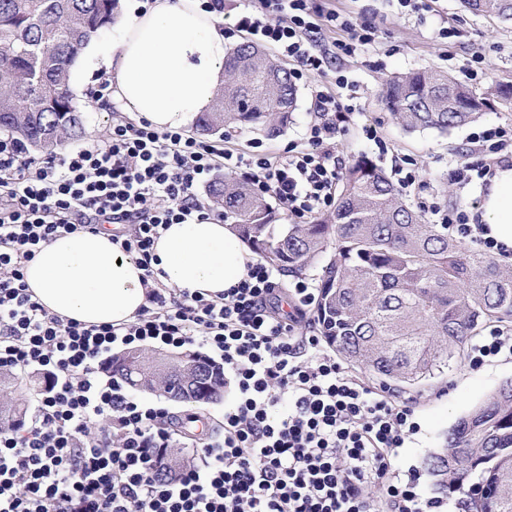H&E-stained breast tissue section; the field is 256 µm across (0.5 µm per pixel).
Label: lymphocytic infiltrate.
I'll return each mask as SVG.
<instances>
[{"instance_id": "f902f5d3", "label": "lymphocytic infiltrate", "mask_w": 512, "mask_h": 512, "mask_svg": "<svg viewBox=\"0 0 512 512\" xmlns=\"http://www.w3.org/2000/svg\"><path fill=\"white\" fill-rule=\"evenodd\" d=\"M326 30L335 37L324 46ZM241 31L293 58L294 82L331 75L336 89L315 92L318 120L302 142L240 153L117 115L105 139L58 158L0 137V370L46 380L31 418L0 429V512H445L419 468L397 460L421 430L414 406L349 371L302 327L319 293L314 280L283 283L259 259L209 299L170 287L154 269L167 225L223 220L200 196L216 171L241 177L291 220L334 206L343 175L336 137L355 110L347 63L373 42V23L315 0H243L224 35ZM474 140L483 158L455 174L485 184L494 174L487 158L512 147V127ZM106 224L144 271L145 306L118 326L50 313L24 281L26 264L54 239ZM148 345L202 348L235 385L221 432L195 440L173 478L157 475L182 439L168 407L105 374L114 351ZM468 357L474 368L511 359L512 333L491 328Z\"/></svg>"}]
</instances>
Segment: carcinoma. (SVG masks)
<instances>
[{
    "label": "carcinoma",
    "mask_w": 512,
    "mask_h": 512,
    "mask_svg": "<svg viewBox=\"0 0 512 512\" xmlns=\"http://www.w3.org/2000/svg\"><path fill=\"white\" fill-rule=\"evenodd\" d=\"M119 0H0V133L54 155L84 134L70 89L71 67L91 37L112 34ZM475 14L512 22V0H462ZM290 70L250 42L224 59V89L198 130L224 125L279 134L296 110ZM512 108V84L490 97L444 70L390 76L382 104L407 131L446 133L478 118L492 103ZM213 201L237 234L269 263L296 276L320 270L312 321L326 344L350 365L407 393L465 359L486 325L512 327V269L463 247L448 225L429 223L408 204L385 171L365 156L345 167L336 206L307 224H283L272 203L232 176L210 186ZM197 358L208 389L184 398L180 373ZM160 387L149 360L135 350L117 354L107 372L128 386L199 405L224 397V370L187 350ZM25 403L0 409V426L23 419ZM425 465L434 490H466L464 512H512V378L489 391L448 429L444 448Z\"/></svg>",
    "instance_id": "cac0c4a2"
}]
</instances>
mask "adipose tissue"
<instances>
[{
    "instance_id": "obj_1",
    "label": "adipose tissue",
    "mask_w": 512,
    "mask_h": 512,
    "mask_svg": "<svg viewBox=\"0 0 512 512\" xmlns=\"http://www.w3.org/2000/svg\"><path fill=\"white\" fill-rule=\"evenodd\" d=\"M112 49L90 45L89 65L103 64L112 94L157 130L186 129L209 110L224 85V30L199 0H149L119 18ZM487 238L512 251V161L496 167L481 193ZM169 285L218 296L237 285L255 257L230 225L172 224L154 245ZM144 272L106 231L57 238L27 264L25 281L51 313L86 324L132 321L146 303Z\"/></svg>"
}]
</instances>
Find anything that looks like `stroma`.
<instances>
[{"mask_svg": "<svg viewBox=\"0 0 512 512\" xmlns=\"http://www.w3.org/2000/svg\"><path fill=\"white\" fill-rule=\"evenodd\" d=\"M328 7L339 11L366 12L376 29L377 37L350 63L357 82V110L350 124L337 137L338 155L349 162L358 155L379 160L385 172H392L395 162L413 160L423 168V183L405 189L404 195L412 205L437 202L452 206L469 204L479 199L478 183H459L453 171L460 164L478 159V147L471 141L472 133L497 125H512V109L501 106L484 112L475 121L442 134L434 130L408 132L395 124L381 101L385 80L392 74L428 66L448 70L457 80H464V67L471 55L483 52L491 65L472 88L483 94L496 83L512 84V22L483 17L463 10L461 0H425L424 10L398 14L385 0H328ZM458 27L464 37L445 43L437 39L439 26ZM84 63L76 61L71 71L70 88L75 102L85 115L83 143H91L106 134L112 114L98 108L91 93L97 78L83 79ZM330 78L315 77L299 86L298 107L284 132L268 136L253 129L230 128L232 148L246 152L254 141L275 151L288 141L300 140L307 124L314 121L311 106L314 90L331 89ZM375 127L388 145L386 158H379L378 148L367 139L365 127ZM512 377V359L502 360L481 369L469 363L454 365L444 375L427 381L420 392L410 394L417 406L421 430L413 447L400 451L403 465H423L428 451L439 448L441 437L470 407L502 379Z\"/></svg>", "mask_w": 512, "mask_h": 512, "instance_id": "stroma-1", "label": "stroma"}]
</instances>
